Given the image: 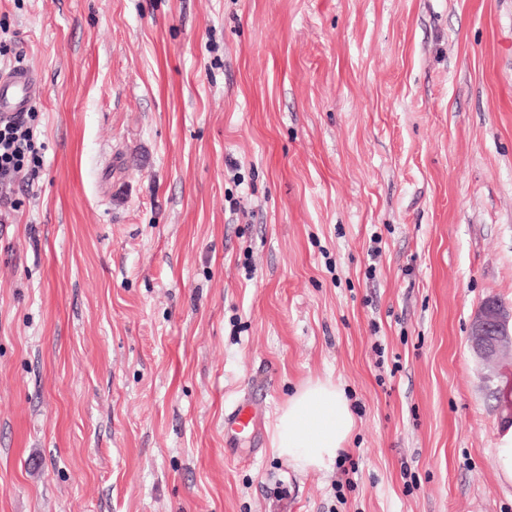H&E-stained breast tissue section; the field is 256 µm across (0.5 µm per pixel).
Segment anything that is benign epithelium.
Instances as JSON below:
<instances>
[{"label": "benign epithelium", "instance_id": "1", "mask_svg": "<svg viewBox=\"0 0 512 512\" xmlns=\"http://www.w3.org/2000/svg\"><path fill=\"white\" fill-rule=\"evenodd\" d=\"M471 350L483 367L485 393L495 390L502 353L512 348V305L486 300L476 311L470 327Z\"/></svg>", "mask_w": 512, "mask_h": 512}]
</instances>
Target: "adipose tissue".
Returning <instances> with one entry per match:
<instances>
[{"instance_id":"obj_1","label":"adipose tissue","mask_w":512,"mask_h":512,"mask_svg":"<svg viewBox=\"0 0 512 512\" xmlns=\"http://www.w3.org/2000/svg\"><path fill=\"white\" fill-rule=\"evenodd\" d=\"M354 416L342 391L329 381L311 382L281 409L272 433L277 453L308 470L328 468L353 432Z\"/></svg>"}]
</instances>
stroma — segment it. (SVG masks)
Wrapping results in <instances>:
<instances>
[{"instance_id": "obj_1", "label": "stroma", "mask_w": 512, "mask_h": 512, "mask_svg": "<svg viewBox=\"0 0 512 512\" xmlns=\"http://www.w3.org/2000/svg\"><path fill=\"white\" fill-rule=\"evenodd\" d=\"M0 39L43 85L0 512H512L468 344L512 302V0H0ZM317 380L355 427L302 472L270 437ZM257 421L251 405H240L224 419V432H231L235 437L250 438L256 434Z\"/></svg>"}]
</instances>
